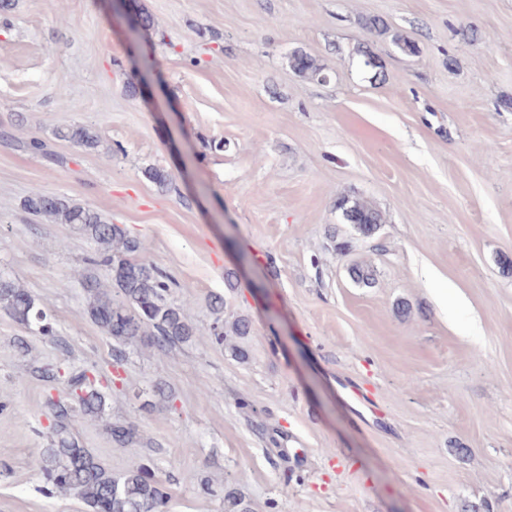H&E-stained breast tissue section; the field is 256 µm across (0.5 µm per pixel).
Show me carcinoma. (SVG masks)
<instances>
[{"label":"carcinoma","mask_w":512,"mask_h":512,"mask_svg":"<svg viewBox=\"0 0 512 512\" xmlns=\"http://www.w3.org/2000/svg\"><path fill=\"white\" fill-rule=\"evenodd\" d=\"M289 65L302 76H322L318 60L303 50L289 56ZM55 135L84 149H94L99 144L97 134L80 124L60 127ZM25 208L57 224L70 225L96 247L86 261L106 267L107 280L90 274L81 282V288L87 295L90 319L112 339L115 362L123 360L128 345L166 350L203 334L202 328L186 315L184 304L174 298L170 276L145 257L133 258L140 252V243L124 227L94 209L43 193L29 196ZM336 210L364 237L372 236L383 223L381 212L363 201L340 198ZM209 309L215 315L210 335L221 340L224 298L212 297ZM0 310L25 326L38 327L45 336L52 333L46 314L37 308L28 292L1 274ZM67 385L69 397L49 402L53 438L50 447L31 460L32 468L52 488L80 499L87 512H164L168 492L147 466L114 475L74 437L72 429L81 419L105 414L106 398L97 381L82 372L69 376ZM107 429L112 442L121 448L136 442L135 427L129 422L110 421ZM224 502L228 512H250L242 495L229 486L224 487Z\"/></svg>","instance_id":"obj_1"}]
</instances>
